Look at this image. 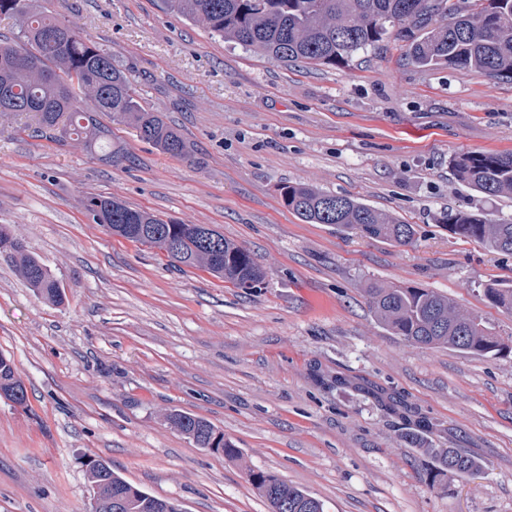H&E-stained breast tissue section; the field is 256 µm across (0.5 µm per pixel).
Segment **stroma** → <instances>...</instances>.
<instances>
[{"label":"stroma","instance_id":"35a3bbf8","mask_svg":"<svg viewBox=\"0 0 512 512\" xmlns=\"http://www.w3.org/2000/svg\"><path fill=\"white\" fill-rule=\"evenodd\" d=\"M32 4L109 52L191 158L116 124V165L76 138L31 136L32 116H0V224L66 294L41 299L0 260V354L28 394L23 407L0 398V512H91L87 458L183 512H270L251 470L324 512H512V353L412 345L365 294L372 282L434 289L512 345V313L484 296L512 283V255L441 222L449 210L512 222V198L472 190L452 165L512 152V80L417 67L393 33L344 67L286 65L164 0ZM286 183L393 214L417 242L305 223L282 204ZM88 195L219 230L249 249L264 286L235 288L108 234L85 215ZM174 411L211 422L238 457L196 447L169 424ZM420 420L423 447L468 449L481 470H422L421 447L402 437Z\"/></svg>","mask_w":512,"mask_h":512}]
</instances>
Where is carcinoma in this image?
I'll use <instances>...</instances> for the list:
<instances>
[{
  "label": "carcinoma",
  "instance_id": "carcinoma-1",
  "mask_svg": "<svg viewBox=\"0 0 512 512\" xmlns=\"http://www.w3.org/2000/svg\"><path fill=\"white\" fill-rule=\"evenodd\" d=\"M169 10L210 31L281 62L343 65L359 50L376 47L399 27L407 42L406 58L421 68L441 65L512 78V0H165ZM0 16L20 23V36L0 39V99L18 98L16 112L34 114L35 137L61 140L71 134L104 152L113 162L125 153L112 148V127L100 117L133 126L140 137L174 157H185L183 137L160 115L146 111L131 81L112 55L79 29L44 11L31 0H0ZM89 103L79 104L78 93ZM461 181L488 197L512 198V154L473 152L454 160ZM284 205L309 224H331L371 240L411 246L417 230L397 217L346 195L303 184L280 189ZM86 215L107 232L152 246L150 235L171 233L179 239L168 259L201 267L236 287L258 288L265 273L248 249L212 229L203 242L201 225L166 222L151 212L107 196H88ZM448 231L464 241L512 254V223L484 215L450 210L443 216ZM11 225L0 224V257L17 266L20 276L44 300L60 304L64 291L46 266L24 245L14 244ZM369 307L384 328L422 348L446 347L464 355L496 356L512 347L493 335L483 320L462 310L448 296L430 288L373 284L366 291ZM487 299L512 312V288L490 286ZM0 393L18 406L27 391L15 377L11 359L0 355ZM170 423L200 448L233 457L238 449L206 419L180 411ZM422 467L467 474L481 461L459 448H424ZM93 494L126 499V512H180L176 502L151 495L131 484L104 461L86 466ZM249 480L272 512H324L323 504L277 475L249 471Z\"/></svg>",
  "mask_w": 512,
  "mask_h": 512
}]
</instances>
